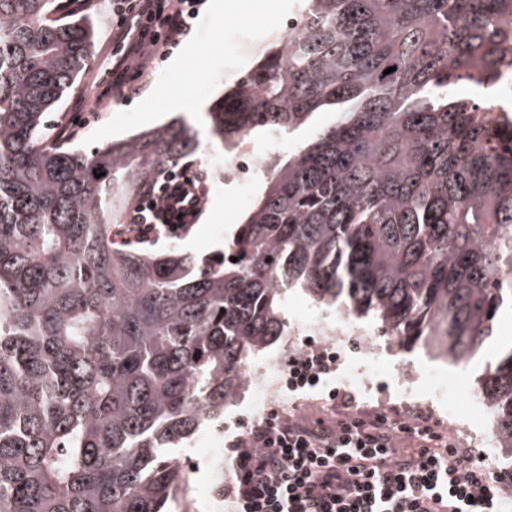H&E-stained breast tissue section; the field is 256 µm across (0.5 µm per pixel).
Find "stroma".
Here are the masks:
<instances>
[{
	"instance_id": "35a3bbf8",
	"label": "stroma",
	"mask_w": 512,
	"mask_h": 512,
	"mask_svg": "<svg viewBox=\"0 0 512 512\" xmlns=\"http://www.w3.org/2000/svg\"><path fill=\"white\" fill-rule=\"evenodd\" d=\"M303 0H238L239 10L217 20L210 0H205L195 21L194 33L174 46H165L139 80L138 95L125 98L109 88L112 65L111 21L108 11L96 8L87 0L82 12L93 17L96 35L90 54L78 74L74 87L58 107L47 115L52 128L74 124L76 104L96 98L100 111L89 124L76 126L73 137L64 140L67 148L90 150L114 139H123L139 131L170 121L188 125L196 137L193 153L182 161L191 171L206 176L203 204L197 221L182 240L184 253L197 257L214 255L224 249L223 229L239 224L244 212L237 205L235 185H215L209 161L223 154L219 140L211 134L206 112L212 102L244 76L272 43L280 21L298 17ZM312 298L298 288L289 289L281 308L284 333L270 346L255 351L248 362L249 370L262 374L268 361L285 350L288 335L305 344L301 321ZM380 352L368 358L358 350H345L343 358L314 387L282 392L270 390L271 402L280 417H300L311 422L331 423L339 416L343 398H352L353 415L362 418L382 417L395 426L412 423L417 414H426L430 424L448 439L459 440L461 447L480 449L486 467H494L503 448L488 446L486 438L495 436L496 420L486 416L474 422L467 415L449 416L452 407L483 402L480 381L493 358L487 351L469 363L457 365L436 351L417 346L406 350L391 337H378ZM418 374L409 385L400 384L397 367ZM448 379V390L435 399L428 383L431 374ZM186 480L176 490L169 512H224L215 499H203L197 485L220 484L233 477L230 461L214 465L207 461L185 472Z\"/></svg>"
}]
</instances>
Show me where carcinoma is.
Masks as SVG:
<instances>
[{
	"instance_id": "carcinoma-1",
	"label": "carcinoma",
	"mask_w": 512,
	"mask_h": 512,
	"mask_svg": "<svg viewBox=\"0 0 512 512\" xmlns=\"http://www.w3.org/2000/svg\"><path fill=\"white\" fill-rule=\"evenodd\" d=\"M504 4L305 0L302 29L212 103L211 131L232 147L320 110L336 122L268 159L224 252L195 259L140 248L127 224L195 150L191 129L51 143L45 117L95 27L60 0H0V512H166L180 445L281 334L292 286L402 347L475 355L512 307L496 247L512 227V152L498 149L512 119L493 127L455 89L496 70ZM482 394L512 448V347Z\"/></svg>"
}]
</instances>
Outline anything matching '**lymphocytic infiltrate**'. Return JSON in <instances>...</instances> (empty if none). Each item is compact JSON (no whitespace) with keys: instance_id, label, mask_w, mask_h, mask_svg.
I'll return each instance as SVG.
<instances>
[{"instance_id":"lymphocytic-infiltrate-1","label":"lymphocytic infiltrate","mask_w":512,"mask_h":512,"mask_svg":"<svg viewBox=\"0 0 512 512\" xmlns=\"http://www.w3.org/2000/svg\"><path fill=\"white\" fill-rule=\"evenodd\" d=\"M201 0H112V88L136 94L130 77L157 49L189 36ZM202 173L169 174L148 190L128 222L138 235L171 224L180 205L199 209ZM400 447L384 418L345 415L336 424L255 422L235 446L226 512H512V472L489 471L480 451L450 448L431 426Z\"/></svg>"}]
</instances>
